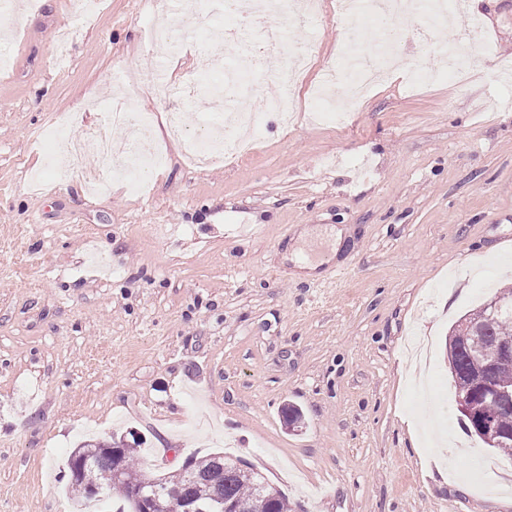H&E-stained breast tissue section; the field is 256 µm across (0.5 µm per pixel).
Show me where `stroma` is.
Segmentation results:
<instances>
[{
    "label": "stroma",
    "mask_w": 512,
    "mask_h": 512,
    "mask_svg": "<svg viewBox=\"0 0 512 512\" xmlns=\"http://www.w3.org/2000/svg\"><path fill=\"white\" fill-rule=\"evenodd\" d=\"M25 2L36 21L12 17L0 41V512H77L68 456L123 427L151 476L224 451L294 512H512V460L467 435L446 354L450 326L512 286V79L496 76L512 0H466L454 28L404 45L436 65L481 17L468 80L411 93L397 72L343 129L310 120L307 92L341 63L343 19L295 27L316 65L288 95L293 124L269 116L253 154L206 167L159 130L145 193L105 195L61 188L44 132L68 116L81 136L118 94L162 115V77L223 84L209 4L174 52L145 33L179 0ZM290 248L347 273L293 278ZM459 449L434 483L428 463Z\"/></svg>",
    "instance_id": "stroma-1"
}]
</instances>
